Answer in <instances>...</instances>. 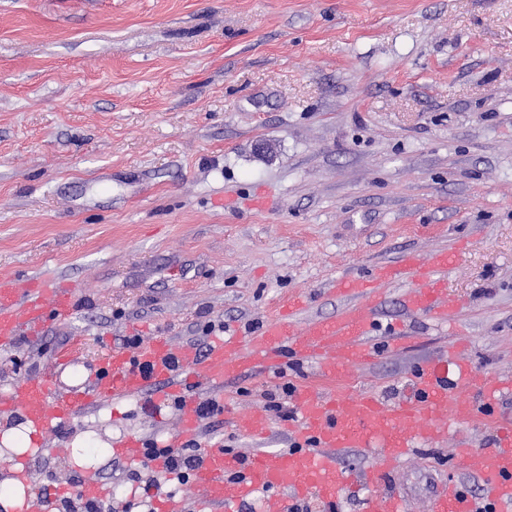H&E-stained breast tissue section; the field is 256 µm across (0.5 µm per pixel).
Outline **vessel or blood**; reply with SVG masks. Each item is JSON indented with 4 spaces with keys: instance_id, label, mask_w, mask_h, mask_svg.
<instances>
[{
    "instance_id": "b4317fda",
    "label": "vessel or blood",
    "mask_w": 512,
    "mask_h": 512,
    "mask_svg": "<svg viewBox=\"0 0 512 512\" xmlns=\"http://www.w3.org/2000/svg\"><path fill=\"white\" fill-rule=\"evenodd\" d=\"M454 253L437 251L426 260L409 255L400 264L381 263L370 275L341 277L329 291L346 301L334 317L298 323L306 304L302 295L289 297L281 310L248 337H213L206 352L190 343L177 344L151 336L134 349L110 347L99 359L92 381L83 388L66 387L52 374L31 376L0 394V412L22 413L35 442H43L59 423L88 414L103 404L148 392L180 406L178 439L198 434V401L189 384L207 388V402L224 407V385L243 369L273 372L282 349L314 364L318 377L333 384L325 392L315 386L295 388L292 400L300 418L289 423L295 446L288 452L259 449L241 456L216 447L202 452L193 474L192 501L160 495L156 512H238L241 504L262 498V512H289L293 501L314 495L329 505L357 487H364L365 512H409L408 501L390 489L388 479L416 449L448 438L454 461L483 480V499L475 501L453 480L445 481L427 504V512H512V422L495 415L496 407L512 401V378L474 373L464 356L450 351L447 359L421 365L407 394L388 402L367 391L351 395L337 390L343 372L375 353L369 336L375 324L381 285L411 281L405 296L408 310L429 314L442 323L457 317L462 303L448 293L445 275ZM72 287L47 278L0 277V348L20 336L36 337L48 324L67 320L75 310ZM492 422L495 448L476 447L465 426L476 418ZM246 437L261 440L270 430L268 416L253 411L236 421ZM364 448L380 461L378 469L357 475L341 463L345 449ZM122 454L131 461H148L165 472L169 448L147 454L142 439L125 441ZM96 503L107 501L108 488L87 479L79 490L65 482L52 491L30 496L26 512H59L72 493Z\"/></svg>"
}]
</instances>
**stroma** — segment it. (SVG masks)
Listing matches in <instances>:
<instances>
[{
	"label": "stroma",
	"mask_w": 512,
	"mask_h": 512,
	"mask_svg": "<svg viewBox=\"0 0 512 512\" xmlns=\"http://www.w3.org/2000/svg\"><path fill=\"white\" fill-rule=\"evenodd\" d=\"M455 251L454 324L383 288L377 353L346 392L397 399L464 341L472 369L512 375V0H0V277L63 280L75 316L0 350V392L84 348L85 375L124 337L206 350V324L253 331L293 293L342 308L336 278ZM247 371L195 442L249 454L239 413L281 382ZM179 408L142 394L60 424L21 455L27 493L92 477L112 512H151L154 478L116 452L173 440ZM449 442L394 475L410 512L440 482L483 481Z\"/></svg>",
	"instance_id": "stroma-1"
}]
</instances>
